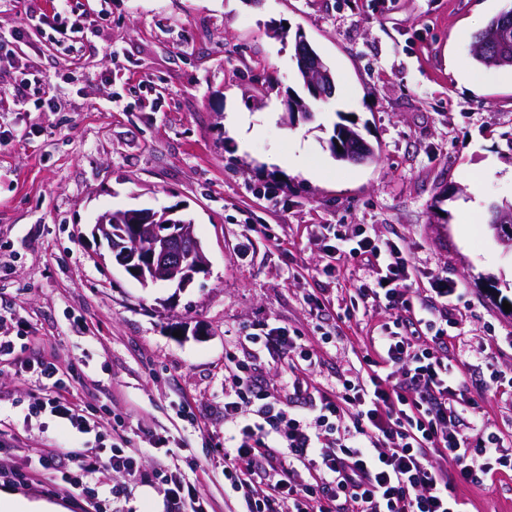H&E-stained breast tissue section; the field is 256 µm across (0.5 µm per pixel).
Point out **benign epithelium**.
I'll return each mask as SVG.
<instances>
[{
  "label": "benign epithelium",
  "mask_w": 512,
  "mask_h": 512,
  "mask_svg": "<svg viewBox=\"0 0 512 512\" xmlns=\"http://www.w3.org/2000/svg\"><path fill=\"white\" fill-rule=\"evenodd\" d=\"M300 67L318 98L333 96L334 88L326 80L320 59L305 53L300 56ZM361 144L360 138L345 133L333 139L334 146H342L346 160L363 164ZM174 214L173 209L125 216H114L109 211L98 218L94 233L106 241L110 253L118 255L120 265L143 287L171 282L184 289L197 275L207 272L208 259L196 237L195 225L182 222ZM490 228L501 244L512 250V211L498 210Z\"/></svg>",
  "instance_id": "7a95c632"
}]
</instances>
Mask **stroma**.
Instances as JSON below:
<instances>
[{
  "mask_svg": "<svg viewBox=\"0 0 512 512\" xmlns=\"http://www.w3.org/2000/svg\"><path fill=\"white\" fill-rule=\"evenodd\" d=\"M505 0H69L60 39L43 14L52 0H0V334L25 350L0 358V472L27 474L7 491L82 512L59 481L28 473L42 450L78 446L66 425L28 407L45 390L16 375L33 349L72 365L70 386L89 420L125 443L143 474L112 471L123 493L108 512H163L157 471H187L213 512H243L224 485V361L264 323L318 346L312 386L358 365L360 341L388 320L379 306L348 312L356 266L331 274L325 225L400 241L420 291L437 277L460 293L448 364L478 400L490 430L512 440V252L488 225L512 201V71L476 70L474 34ZM286 27L280 40L273 29ZM336 74L334 97L311 120L288 122V95L307 97L292 37ZM44 94L12 95L29 74ZM54 108L43 107L42 96ZM258 127L239 142L225 124ZM350 125L378 147L376 163L336 160L329 139ZM304 155L307 172L288 161ZM481 178L479 193L470 182ZM476 215L464 221L466 205ZM173 207L192 218L209 261L185 289L142 287L95 237L117 209ZM323 300L311 310L310 295ZM202 335H195V328ZM332 343H321L323 332ZM190 405L196 424L180 417ZM168 436L154 449L144 431ZM462 512H512V472L457 489Z\"/></svg>",
  "mask_w": 512,
  "mask_h": 512,
  "instance_id": "stroma-1",
  "label": "stroma"
}]
</instances>
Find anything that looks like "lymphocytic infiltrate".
Returning a JSON list of instances; mask_svg holds the SVG:
<instances>
[{
    "instance_id": "lymphocytic-infiltrate-1",
    "label": "lymphocytic infiltrate",
    "mask_w": 512,
    "mask_h": 512,
    "mask_svg": "<svg viewBox=\"0 0 512 512\" xmlns=\"http://www.w3.org/2000/svg\"><path fill=\"white\" fill-rule=\"evenodd\" d=\"M332 235L329 256L366 273L351 307L378 302L392 319L368 337L359 368L314 394L307 378L320 356L313 345L283 326L251 334L252 351L230 357L224 376V482L246 512H459L457 487L512 472V447L466 400L441 350L457 323L456 290L442 278L434 298L421 297L403 245L363 227L351 238L337 229ZM261 352L287 362L284 393L258 387ZM19 372L52 387L32 413L50 414L82 435L94 431L68 389L70 368L23 360ZM296 399L310 401L309 414L293 413ZM105 467L136 475L139 452L115 444L48 448L32 471L59 474L90 512H103L97 475Z\"/></svg>"
}]
</instances>
